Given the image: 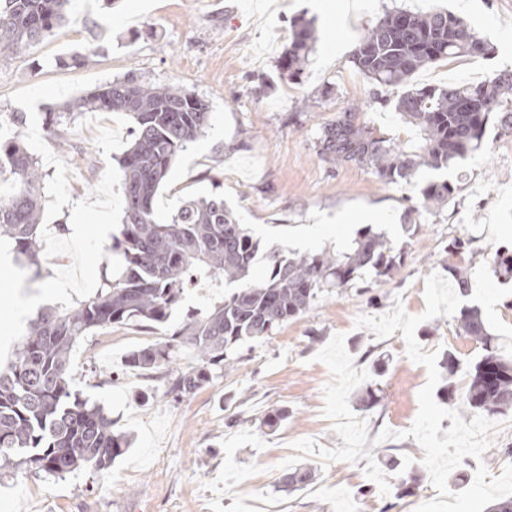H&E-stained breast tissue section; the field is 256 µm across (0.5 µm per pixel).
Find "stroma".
I'll return each instance as SVG.
<instances>
[{"label": "stroma", "instance_id": "35a3bbf8", "mask_svg": "<svg viewBox=\"0 0 512 512\" xmlns=\"http://www.w3.org/2000/svg\"><path fill=\"white\" fill-rule=\"evenodd\" d=\"M70 0L68 21L24 53L0 57V137L26 132L24 110L10 100L20 88L50 79L102 76L104 83L137 78L184 88L208 102L210 123L180 152L155 202L158 223H168L190 198L222 194L239 223L266 248L297 254L339 250L366 226L385 229L406 245L399 275L388 280L367 270L343 292H325L312 309L269 336L245 341L236 371L213 377L194 395L176 401L164 379L125 363L141 345L170 336L195 312L206 311L217 292L191 284L170 320L92 332L74 348L70 385L103 406L115 431L129 436L127 453L104 469L52 477L33 469H0V512H248L258 498L281 512H416L438 492L422 462L424 452L407 429L418 412L426 369L405 355L400 334L376 339L356 327L365 314L379 316L403 305L425 308L424 278L443 272V250L456 237L468 240L465 304L478 307L506 353L512 355V283L493 274L492 259L512 251V138L488 126L485 144L462 165L386 183L371 170L319 158L321 125L356 107L360 117L400 142L415 132L395 108L400 91L365 79L354 67L359 41L387 11L408 7L446 10L463 17L491 51L430 64L413 86L479 82L512 70V0H366L347 18H324L321 0ZM311 22L316 40L300 77L282 76L278 60L288 46L291 20ZM86 49L95 60L66 68L62 58ZM63 101L37 105L38 127ZM96 130L85 117L63 122L45 143L69 167L72 201L100 182L107 162ZM450 181V204L417 210L426 181ZM415 225L414 235L404 225ZM319 340L310 341L309 331ZM424 352L480 357V346L459 333L454 317L421 323ZM380 385L371 409L358 404L369 385ZM275 408L288 417L275 431L261 429ZM496 433L482 459L465 457L449 474L451 490L469 487L478 466L493 476L512 464V411L496 415ZM395 438L379 441L383 429ZM313 467L306 488L288 493L282 476ZM418 488L398 494L409 475Z\"/></svg>", "mask_w": 512, "mask_h": 512}]
</instances>
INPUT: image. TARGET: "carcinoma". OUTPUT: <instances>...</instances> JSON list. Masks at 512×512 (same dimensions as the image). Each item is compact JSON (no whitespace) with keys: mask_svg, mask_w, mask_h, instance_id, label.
<instances>
[{"mask_svg":"<svg viewBox=\"0 0 512 512\" xmlns=\"http://www.w3.org/2000/svg\"><path fill=\"white\" fill-rule=\"evenodd\" d=\"M69 0H0V55H16L56 34L67 19ZM315 33L308 22L295 21L288 48L278 68L297 77ZM490 48L460 17L442 10L385 13L362 39L352 63L364 77L404 91L396 110L415 127L419 142L406 146L377 133L358 113H339L320 129L317 155L329 163H354L380 179L409 180L423 168L439 170L464 162L482 146L491 117L504 136L512 137V71L478 83L441 87L408 86L412 74L438 60L480 56ZM124 112L134 122V140L120 159L124 216L113 248L123 257L119 275L104 278L95 296L40 316L22 342L15 360L0 371V459L51 476L84 467L104 469L131 447L129 438L112 429L103 409L70 390V354L78 341L95 330L129 322L163 324L181 302L190 282L210 280L232 292L205 313L190 314L165 341L127 353L126 362L143 369L165 370L167 394L190 396L218 372L234 371L233 350L246 339H258L307 313L327 288L343 290L361 270L392 279L404 264V245L383 229L366 227L347 249L288 257L276 250L261 252V240L238 223L224 197L191 199L167 224L155 219V199L180 152L209 125L206 101L171 86L158 87L133 78L116 80L77 98L68 112ZM0 236L14 242L29 265L38 263L42 221L43 175L22 137L0 140ZM455 187L430 181L421 189L419 208L438 209L452 200ZM466 242L448 243L445 267L460 292L470 288L464 267ZM264 261L266 274L251 270ZM494 272L512 280V254L499 255ZM459 329L482 349L464 364L454 354L442 361L445 380L460 372L469 378L461 400L452 384L444 386L462 412L488 416L512 411V358L487 330L482 313L465 307ZM185 351L197 363L177 366ZM314 470L295 468L283 475L289 491L309 485Z\"/></svg>","mask_w":512,"mask_h":512,"instance_id":"carcinoma-1","label":"carcinoma"}]
</instances>
